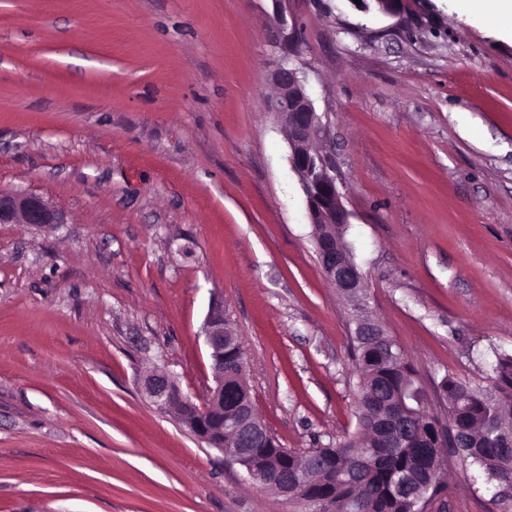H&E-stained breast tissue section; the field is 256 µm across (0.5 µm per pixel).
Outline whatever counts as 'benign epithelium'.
I'll use <instances>...</instances> for the list:
<instances>
[{"label": "benign epithelium", "mask_w": 512, "mask_h": 512, "mask_svg": "<svg viewBox=\"0 0 512 512\" xmlns=\"http://www.w3.org/2000/svg\"><path fill=\"white\" fill-rule=\"evenodd\" d=\"M271 39L280 56L268 73L275 88L270 107L280 118L289 147L288 161L297 175L305 198L309 223L318 229L315 245L326 277L336 289L356 305H362L364 281L352 256L336 242V226L350 223L351 214L342 202L333 160L313 149L322 132L321 116L316 111L305 76L297 65L301 43L295 25L279 9L271 26ZM66 223V215L43 197L26 191H0V224H28L39 229H53ZM205 344L211 361L214 386L206 398L195 403L184 395L165 372L146 377L144 393L160 410L176 416L203 442L212 444V414L224 411L225 398L237 410L227 429L243 439H253L268 432L257 417L251 398L241 392L224 389V353L236 347L224 327V307L211 306L203 326Z\"/></svg>", "instance_id": "1"}]
</instances>
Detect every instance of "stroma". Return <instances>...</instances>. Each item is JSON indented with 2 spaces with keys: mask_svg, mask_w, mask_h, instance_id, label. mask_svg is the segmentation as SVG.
Masks as SVG:
<instances>
[{
  "mask_svg": "<svg viewBox=\"0 0 512 512\" xmlns=\"http://www.w3.org/2000/svg\"><path fill=\"white\" fill-rule=\"evenodd\" d=\"M368 315L428 389L512 354V38L451 0H287ZM273 0H0V512H292L143 391L201 401L212 300L288 449L356 428V311L268 102ZM449 458L447 512H501ZM0 224H29L39 229H53L66 224V215L35 193L0 191Z\"/></svg>",
  "mask_w": 512,
  "mask_h": 512,
  "instance_id": "35a3bbf8",
  "label": "stroma"
}]
</instances>
